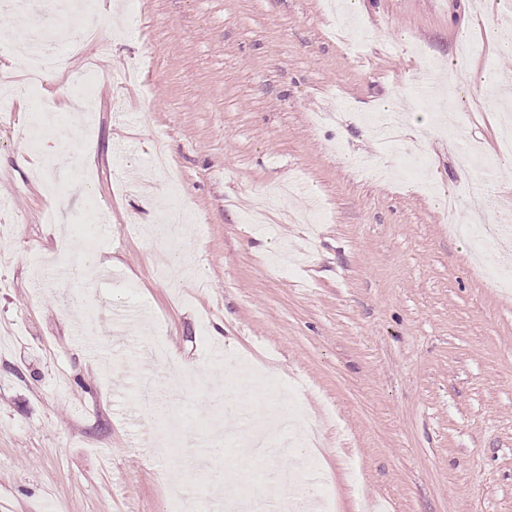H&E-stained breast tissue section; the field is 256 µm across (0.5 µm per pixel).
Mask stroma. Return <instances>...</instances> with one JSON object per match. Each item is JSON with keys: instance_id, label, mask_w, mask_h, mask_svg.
<instances>
[{"instance_id": "1", "label": "stroma", "mask_w": 512, "mask_h": 512, "mask_svg": "<svg viewBox=\"0 0 512 512\" xmlns=\"http://www.w3.org/2000/svg\"><path fill=\"white\" fill-rule=\"evenodd\" d=\"M119 2L96 15L111 53L62 54L40 89L69 112L67 86L94 70L91 123L49 155L27 144L23 88L0 104V325L14 329L0 342V512H176L183 491L217 512L225 470L247 495L296 457L320 465L338 512H512V291L492 287L434 196L485 222L512 197L498 0H361L344 21L326 0ZM466 13L476 50L452 73ZM360 26L376 37L354 58L327 34ZM427 76L446 91L416 97ZM392 97L435 122L378 143ZM159 142L202 218L175 242L151 232L172 209ZM366 155L381 174L355 178ZM68 227L94 234L116 277L69 280ZM176 253L196 271L177 288L158 275ZM160 343L205 387L175 388L177 368L151 359ZM148 371L167 419L136 401ZM219 396L270 420L307 412L318 437L244 458L247 429ZM221 427L235 439L216 457L204 442Z\"/></svg>"}]
</instances>
